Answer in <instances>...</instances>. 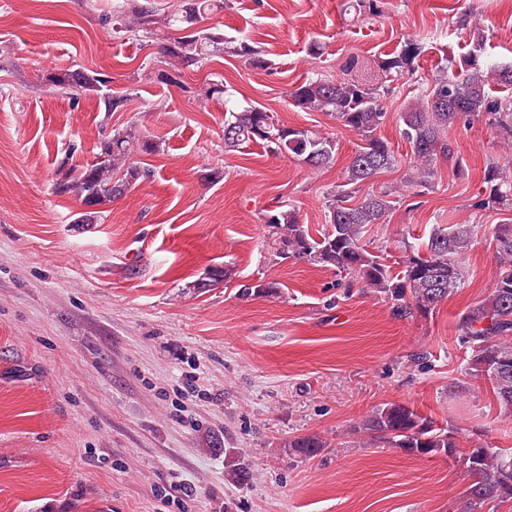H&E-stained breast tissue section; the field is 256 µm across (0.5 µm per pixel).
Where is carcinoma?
<instances>
[{
    "label": "carcinoma",
    "mask_w": 512,
    "mask_h": 512,
    "mask_svg": "<svg viewBox=\"0 0 512 512\" xmlns=\"http://www.w3.org/2000/svg\"><path fill=\"white\" fill-rule=\"evenodd\" d=\"M212 0H181L173 21L183 24V35L167 39L161 53L178 69L199 68L207 58L224 51V32L216 27L196 29L198 19L210 13ZM375 0H350L345 10L351 19L362 20L375 14ZM115 32H150L156 24L153 0L132 4L108 19ZM233 52L256 65L266 61L259 51L242 40ZM421 44L408 40L392 56L380 61L383 73L401 75L410 70L420 55ZM462 75L437 77L425 94L407 103L401 113V136L409 145L416 168L413 179L421 184L432 177L437 160L460 165L455 148L448 139V129L462 120L483 118L512 139V102L489 98L486 75L479 59L469 54L460 61ZM46 82L72 98L96 96L105 115L121 110L127 101L104 91L107 79L99 72L84 68H54ZM294 105L332 114L343 126L357 132L363 141L347 166L345 185L339 193L328 195L327 228L315 239L299 222L293 209L271 215L268 223L277 229V254L305 259L333 267L359 279L364 286L395 301L399 315L418 313L426 316L448 299L465 278L462 256L471 245L479 226L453 224L433 228L428 238L409 246L403 269L394 274L362 244L369 224H377L392 208V192L368 193L355 204L351 194L359 192L377 174L395 166L397 158L387 141L377 131L386 113L379 103L380 93L353 78L309 79L292 92ZM256 143L276 154L300 158L312 169L332 163L336 154L334 139L310 129L276 124L264 110L249 106L228 109L224 116V147L237 148ZM156 143L141 139L132 131H119L100 145L95 160L79 168L69 166V156L58 164L52 193L76 196L88 211L81 223H92L99 208L122 196L129 186L151 177L152 170L138 165L134 153H152ZM485 194L479 206L497 209L512 205V175L495 163L484 171ZM497 266L490 294L464 310L457 323L458 339L469 352L465 374L483 379L492 386L494 398L505 413L512 416V224H497L492 235ZM370 441L406 453L421 456L444 455L462 463L470 482L465 512H486L489 504L512 502V453L495 448H470L457 455L454 433L438 428L435 422L402 404H388L368 415L354 427ZM290 447L305 457L321 452L328 444L317 435L299 437ZM224 461L234 476H246L238 452L224 449Z\"/></svg>",
    "instance_id": "carcinoma-1"
}]
</instances>
